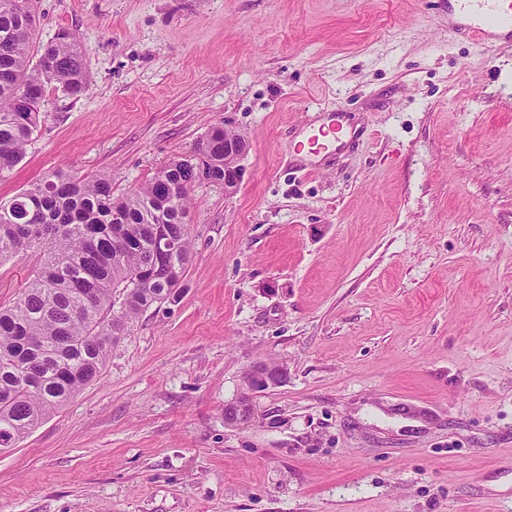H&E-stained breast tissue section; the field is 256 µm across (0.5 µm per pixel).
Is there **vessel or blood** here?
I'll return each mask as SVG.
<instances>
[{
	"instance_id": "1",
	"label": "vessel or blood",
	"mask_w": 512,
	"mask_h": 512,
	"mask_svg": "<svg viewBox=\"0 0 512 512\" xmlns=\"http://www.w3.org/2000/svg\"><path fill=\"white\" fill-rule=\"evenodd\" d=\"M448 22L485 47L512 45V0H448Z\"/></svg>"
}]
</instances>
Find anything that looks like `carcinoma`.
I'll return each mask as SVG.
<instances>
[{
    "label": "carcinoma",
    "instance_id": "obj_1",
    "mask_svg": "<svg viewBox=\"0 0 512 512\" xmlns=\"http://www.w3.org/2000/svg\"><path fill=\"white\" fill-rule=\"evenodd\" d=\"M31 0H0V180L23 161L49 89L89 90L85 48L63 31L37 44ZM212 128L194 158L169 162L137 189L104 175L47 172L0 202V260L30 255L23 293L0 305V447L11 448L97 381L139 316L173 299L191 258L188 185H224V136Z\"/></svg>",
    "mask_w": 512,
    "mask_h": 512
}]
</instances>
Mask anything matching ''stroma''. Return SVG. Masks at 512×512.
I'll return each mask as SVG.
<instances>
[{"mask_svg":"<svg viewBox=\"0 0 512 512\" xmlns=\"http://www.w3.org/2000/svg\"><path fill=\"white\" fill-rule=\"evenodd\" d=\"M76 33L8 200L52 169L126 193L216 126L233 193L100 378L0 451V512H512V47L447 0H34ZM343 112L316 171L292 147ZM286 364L224 424L257 361Z\"/></svg>","mask_w":512,"mask_h":512,"instance_id":"35a3bbf8","label":"stroma"}]
</instances>
